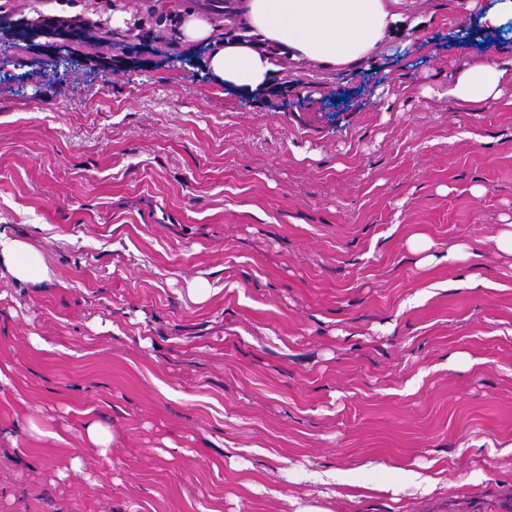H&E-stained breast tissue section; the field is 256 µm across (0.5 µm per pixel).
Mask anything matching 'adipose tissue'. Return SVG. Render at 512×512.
<instances>
[{"instance_id": "ef3b65f1", "label": "adipose tissue", "mask_w": 512, "mask_h": 512, "mask_svg": "<svg viewBox=\"0 0 512 512\" xmlns=\"http://www.w3.org/2000/svg\"><path fill=\"white\" fill-rule=\"evenodd\" d=\"M408 7L409 0H236L238 34L217 40L212 24L191 12L180 14L177 33L185 44L208 46L205 67L218 81L256 92L273 84L280 54L336 71L354 68L385 45ZM509 81L512 62L472 56L462 62L446 94L478 110L500 99ZM0 268L26 284L53 281L42 253L22 239L0 235ZM392 472L396 486L424 494L457 485L444 466L424 473L398 464Z\"/></svg>"}]
</instances>
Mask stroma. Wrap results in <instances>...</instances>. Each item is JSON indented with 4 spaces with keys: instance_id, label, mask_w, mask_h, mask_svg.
Returning <instances> with one entry per match:
<instances>
[{
    "instance_id": "1",
    "label": "stroma",
    "mask_w": 512,
    "mask_h": 512,
    "mask_svg": "<svg viewBox=\"0 0 512 512\" xmlns=\"http://www.w3.org/2000/svg\"><path fill=\"white\" fill-rule=\"evenodd\" d=\"M46 2L0 0V234L53 274L0 271V512H512V85L440 94L468 55L512 59V22L415 0L359 68L285 58L250 93L167 22L224 38L223 0H66L92 40ZM436 459L466 485L335 495ZM85 440L94 448H98L101 454H107L114 436L110 429L98 421H90L85 426Z\"/></svg>"
}]
</instances>
